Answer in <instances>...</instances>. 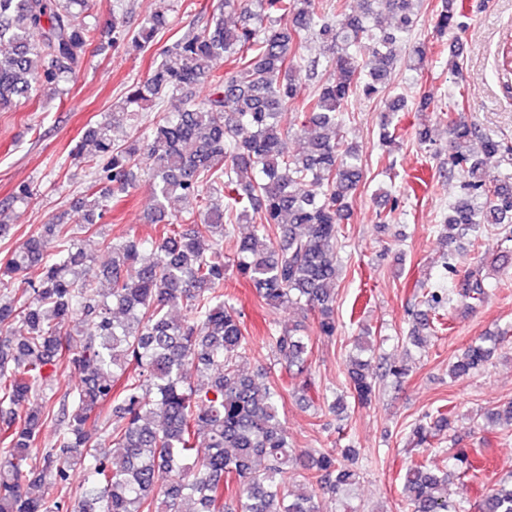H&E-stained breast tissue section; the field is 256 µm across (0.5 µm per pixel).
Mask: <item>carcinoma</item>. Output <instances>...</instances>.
<instances>
[{
    "mask_svg": "<svg viewBox=\"0 0 512 512\" xmlns=\"http://www.w3.org/2000/svg\"><path fill=\"white\" fill-rule=\"evenodd\" d=\"M419 0H362L358 13L336 0V15L322 0H224V12L241 23L220 21L174 40L147 77L130 85L112 107V124L89 128L78 158L94 180L79 202L77 224L90 230L111 202L128 192L133 170L155 179L154 207L143 239L103 241L112 255L110 287L97 286L91 259L71 224H43L24 250L0 264V512H224V489L234 491L233 512H319L316 499L337 496L356 483L344 461L350 447L314 456L295 454L277 401L282 387L257 381L241 369L252 350L241 312L224 295L228 265L224 241L233 225L253 231L234 242V267L271 309L295 306L317 313L320 335H336L334 286L342 248L340 225L348 216L364 174L359 149L341 127L355 94L377 96L403 61L411 71L427 66V46L411 41ZM87 0H0V110L56 84L83 66L97 25L86 20ZM392 18L385 24L383 16ZM164 13L145 20L131 37L149 48ZM464 26L454 0H442L435 22L440 51L457 57L450 30ZM310 35L332 50L324 69L297 57ZM368 46L370 58L358 57ZM227 58L233 71L222 74ZM316 91L302 96L305 82ZM208 92L200 97L197 87ZM179 97L173 112L156 113L150 134L117 145L109 126L139 116V108ZM408 107L404 94L386 104L381 145L396 142L395 116ZM294 110L307 150L290 154L282 145L280 116ZM448 171L462 176L461 194L448 206L442 230L452 244L487 224L512 226V183L492 179L480 155L512 164V148L460 114L448 112ZM479 141L481 154L471 149ZM93 153L84 156V144ZM192 198L197 211L171 219L167 205ZM36 268L34 281L12 284ZM476 306L486 296L481 269L453 289L421 288L407 340L423 342L420 330L440 320L451 296ZM175 308L181 318L171 316ZM79 316L93 331L74 344L70 325ZM277 361L303 374L309 342L296 326L271 332ZM499 342H470L451 365L455 378L485 366ZM208 381L187 382L186 366ZM84 374L76 390L59 389L69 370ZM349 394L360 404L375 391L368 363L346 368ZM112 404V413L105 411ZM59 428L56 443L41 451L43 425ZM112 440V454L94 444L90 428ZM448 427L437 412L410 431L415 448ZM205 442L208 453L198 455ZM86 463L73 499L54 498L68 487L72 466ZM405 512H459L448 494V474L422 459L403 483ZM479 512H512V487L492 488Z\"/></svg>",
    "mask_w": 512,
    "mask_h": 512,
    "instance_id": "1",
    "label": "carcinoma"
}]
</instances>
